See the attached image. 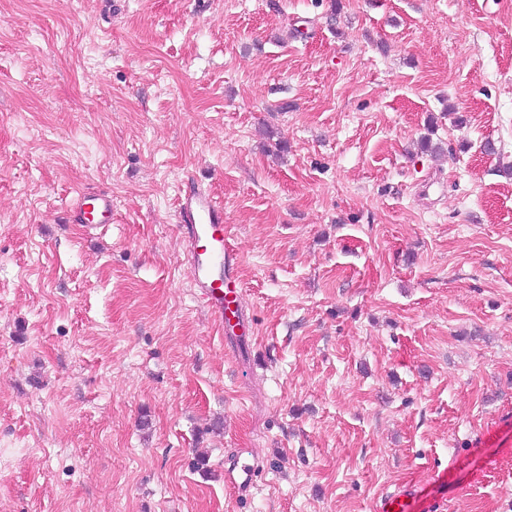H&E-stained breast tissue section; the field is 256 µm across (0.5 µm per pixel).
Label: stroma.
<instances>
[{
  "label": "stroma",
  "mask_w": 512,
  "mask_h": 512,
  "mask_svg": "<svg viewBox=\"0 0 512 512\" xmlns=\"http://www.w3.org/2000/svg\"><path fill=\"white\" fill-rule=\"evenodd\" d=\"M0 450V512H512V0H0ZM177 223L200 299L224 328V335H245L249 318L243 310L237 253L224 240V209L198 184L180 195ZM75 221L85 224H111L112 197L109 195L87 196L77 193L71 208ZM91 215V218L88 216ZM255 468L249 464L239 465V461L233 462L224 471L226 481L234 487H247L253 481Z\"/></svg>",
  "instance_id": "1"
}]
</instances>
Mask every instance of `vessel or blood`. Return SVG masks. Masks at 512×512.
Listing matches in <instances>:
<instances>
[{
  "label": "vessel or blood",
  "instance_id": "1",
  "mask_svg": "<svg viewBox=\"0 0 512 512\" xmlns=\"http://www.w3.org/2000/svg\"><path fill=\"white\" fill-rule=\"evenodd\" d=\"M74 220L94 224L112 221V198L77 194ZM177 227L187 245L192 282L200 299L214 314L225 334H246L249 318L243 309V293L237 276L238 257L224 240V210L210 193L194 186L181 194Z\"/></svg>",
  "mask_w": 512,
  "mask_h": 512
}]
</instances>
